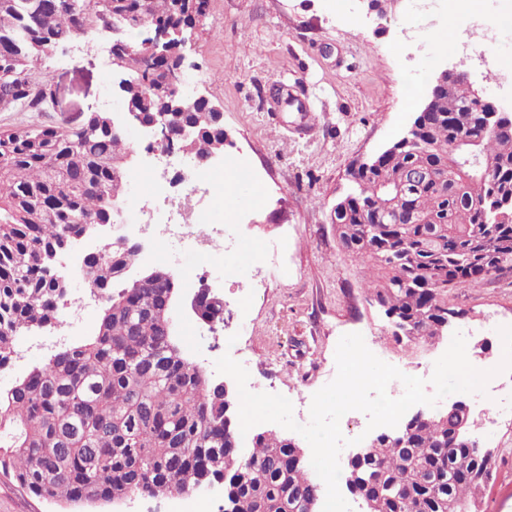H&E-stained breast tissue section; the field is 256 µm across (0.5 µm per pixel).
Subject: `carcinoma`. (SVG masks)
<instances>
[{"label":"carcinoma","mask_w":512,"mask_h":512,"mask_svg":"<svg viewBox=\"0 0 512 512\" xmlns=\"http://www.w3.org/2000/svg\"><path fill=\"white\" fill-rule=\"evenodd\" d=\"M177 4L0 0V56L17 60L0 86V111H51L40 55L92 34L108 45L112 63L131 73L124 98L144 105L150 119L192 127L179 148L204 167L224 149V123L213 105L189 99L169 115L166 71L147 72L137 54L111 41L113 27L139 44L148 22L180 25L185 12ZM422 123L426 134L405 160L432 171V179L408 196L407 213L392 214L383 182L399 169L356 174L348 189L354 223L342 225L339 240L376 268L368 289L396 314L391 323L406 320L413 335L432 339L448 314L444 292L512 271V219L500 218L497 208L512 199V133L484 129L479 112L462 107L455 82L438 89ZM463 131L473 144L460 153L453 144ZM129 154L126 141L97 119L78 131L33 125L0 132L1 367L18 336L56 318L62 285L47 267L80 240L85 225L122 200ZM488 165L492 176L485 179L481 169ZM363 214L378 219L381 237L362 242L355 220ZM138 255L132 245L86 255V279L106 293L97 332L0 388V473L37 497L79 508L116 505L132 493H190L213 480L224 453L237 447L235 427L225 421L230 402L173 344L166 268L135 281L118 274ZM455 420L446 411L417 421L406 439H383L369 450L387 482L379 512H444L449 499L476 501L484 481L469 473L492 474V460L450 436ZM289 451L277 434L254 436L236 490L238 512H265L277 496L293 502V512H306L316 482L306 467L286 468Z\"/></svg>","instance_id":"obj_1"}]
</instances>
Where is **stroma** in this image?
<instances>
[{
	"label": "stroma",
	"mask_w": 512,
	"mask_h": 512,
	"mask_svg": "<svg viewBox=\"0 0 512 512\" xmlns=\"http://www.w3.org/2000/svg\"><path fill=\"white\" fill-rule=\"evenodd\" d=\"M481 14L501 34L479 45L483 59L472 78L502 111L512 113V85L488 81L489 64L512 68V0H482ZM457 16L415 11L396 0L383 17L367 16L360 0H208L206 17L185 47L186 79L197 94L217 103L228 142L225 153H242L256 172L240 181L234 206L214 202L218 222L239 243L221 259L190 246L167 249L176 279L204 274L224 301V315L208 328L191 311L194 291L180 288L172 315L175 342L184 357L214 384L236 393L235 381L217 373L223 354L248 358L265 392L293 406L311 401L335 369L339 339L362 334L385 362L410 368L431 365L446 351L445 337L395 340L382 308L372 304V268L342 252L330 211L348 185L359 158L399 138L420 111L436 74L459 59L438 48L435 28ZM96 36L73 40L39 63L54 87L55 110L0 112V131L33 122L80 127L110 98L124 109L117 72ZM281 245L279 268L257 277L242 249ZM457 329L469 332L472 361L501 358L500 327L512 324V273L473 288L449 289ZM471 436L491 450L493 476L479 494L481 512H512V420L488 423L475 413ZM0 512H61L0 474Z\"/></svg>",
	"instance_id": "obj_1"
}]
</instances>
